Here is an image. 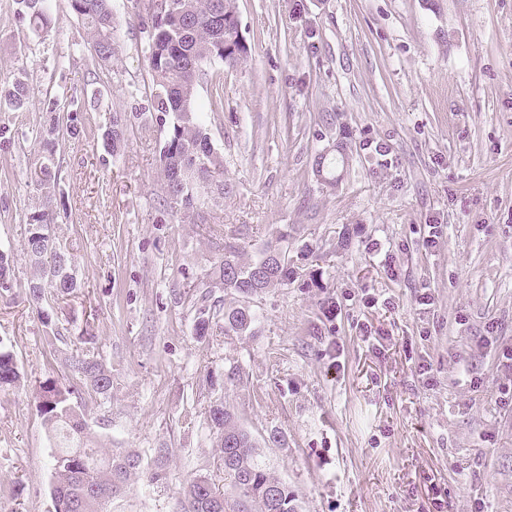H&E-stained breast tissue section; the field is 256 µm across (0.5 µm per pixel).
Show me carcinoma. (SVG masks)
<instances>
[{
  "label": "carcinoma",
  "instance_id": "obj_1",
  "mask_svg": "<svg viewBox=\"0 0 512 512\" xmlns=\"http://www.w3.org/2000/svg\"><path fill=\"white\" fill-rule=\"evenodd\" d=\"M17 16L29 28H49L51 17L45 4L35 10L27 0H16ZM72 11L82 19L96 51L98 63L106 66L116 53V24L110 0H70ZM237 15L235 0H174L165 13L144 12L142 30L147 36L148 64L156 79L155 111L159 126H168L159 161L165 177V203L183 211L201 208L203 194L224 193V160L211 147L201 113L195 106V90L203 75L202 64L219 59L234 66L249 57L250 49L240 35L238 24H225ZM18 110L27 103L25 83L0 78V103ZM172 120H167V117ZM71 138L81 134L74 110L66 122L53 108L43 114L40 146L35 163L34 190L41 207L27 214V236L23 254L31 268L27 284L32 302L58 301L80 288L71 266L72 257L58 241L50 208L61 182L55 161L61 130ZM125 124L115 112L103 132V147L117 154L125 146ZM288 234L282 233L268 249L280 250L262 278L255 271L262 259L248 261L240 249L224 245V256L204 274L203 288H221L237 297L229 307L204 304L194 294L184 302L194 311L193 332L199 340L218 329L226 336L251 332L257 315L255 297L288 283L293 259ZM68 382L47 377L35 387L36 408L44 424L59 439L52 457L54 512H105L104 506L124 493L140 473L138 455L119 449L102 451L90 431L85 412L76 409L73 398L88 395L100 401L112 395V370L95 347L94 337L82 336L60 360ZM14 355L0 345V390L20 383ZM205 424L214 436L224 463V480L231 493L215 489L206 478H197L184 490L183 512H298L293 492L262 460L259 445L244 428L234 406L217 399L205 411Z\"/></svg>",
  "mask_w": 512,
  "mask_h": 512
}]
</instances>
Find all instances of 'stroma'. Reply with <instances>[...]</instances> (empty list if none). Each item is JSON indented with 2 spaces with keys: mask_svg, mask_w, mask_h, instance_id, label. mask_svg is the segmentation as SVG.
<instances>
[{
  "mask_svg": "<svg viewBox=\"0 0 512 512\" xmlns=\"http://www.w3.org/2000/svg\"><path fill=\"white\" fill-rule=\"evenodd\" d=\"M111 6L104 67L69 0L40 32L0 0V75L27 88L23 110L0 107L23 133L0 148V249L15 256L0 343L24 376L0 392V512H54L55 440L32 394L65 376L51 326L62 350L92 332L112 370L111 400L86 409L101 446L149 471L169 450L165 480L133 482L107 512H182L191 480L223 486L206 377L236 364L228 400L299 512H512V0H236L251 53L205 65L196 92L224 193L177 214L146 36L132 0ZM217 92L222 110L207 111ZM74 94L83 135L59 143L56 213L82 288L36 306L35 137L47 103L64 115ZM116 112L114 155L101 134ZM340 145L331 186L315 161ZM281 232L306 254L257 298L253 333L198 341L182 296L225 244L255 259ZM125 124L121 113H113L112 122L102 135L103 147L112 154H118L121 149L125 146Z\"/></svg>",
  "mask_w": 512,
  "mask_h": 512,
  "instance_id": "1",
  "label": "stroma"
}]
</instances>
